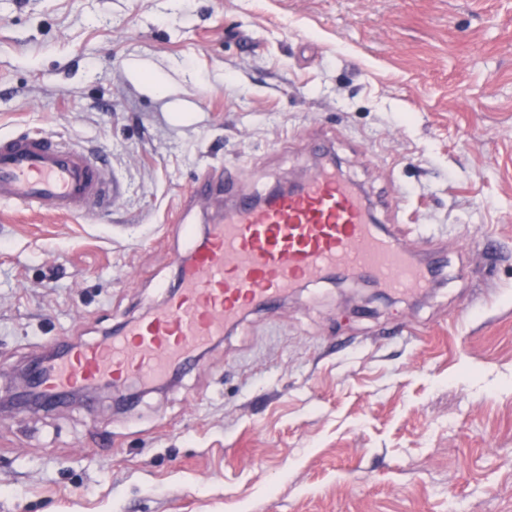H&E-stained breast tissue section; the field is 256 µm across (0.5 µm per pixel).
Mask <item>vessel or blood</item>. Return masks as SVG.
I'll use <instances>...</instances> for the list:
<instances>
[{
	"label": "vessel or blood",
	"instance_id": "b4317fda",
	"mask_svg": "<svg viewBox=\"0 0 512 512\" xmlns=\"http://www.w3.org/2000/svg\"><path fill=\"white\" fill-rule=\"evenodd\" d=\"M103 161L48 132L0 137V204L81 216L116 199ZM329 269L373 275L395 291L425 285L400 233L378 234L360 192L335 169L298 190L254 201L240 193L194 251L163 305L120 335L71 347L43 371L41 394L59 402L81 387L162 375L185 354L222 335L247 309L275 303Z\"/></svg>",
	"mask_w": 512,
	"mask_h": 512
}]
</instances>
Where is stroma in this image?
I'll return each mask as SVG.
<instances>
[{"label": "stroma", "mask_w": 512, "mask_h": 512, "mask_svg": "<svg viewBox=\"0 0 512 512\" xmlns=\"http://www.w3.org/2000/svg\"><path fill=\"white\" fill-rule=\"evenodd\" d=\"M29 128L122 194L0 209V512H512V0H0V136ZM326 154L432 288L303 281L163 383L14 407L164 302L225 169L260 194Z\"/></svg>", "instance_id": "obj_1"}]
</instances>
